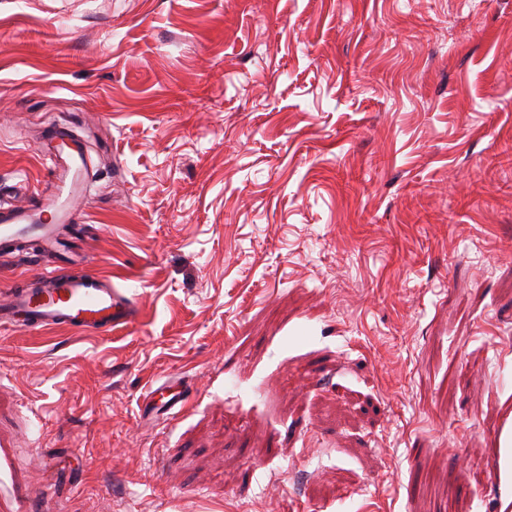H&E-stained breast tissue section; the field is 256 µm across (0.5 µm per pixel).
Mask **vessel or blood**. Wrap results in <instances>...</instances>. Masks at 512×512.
<instances>
[{
  "mask_svg": "<svg viewBox=\"0 0 512 512\" xmlns=\"http://www.w3.org/2000/svg\"><path fill=\"white\" fill-rule=\"evenodd\" d=\"M54 138L66 140L67 145L43 151L47 174L39 205L0 204V247L8 249L30 237L51 249L59 243L58 224L69 219L72 201L84 192L87 163L78 139H65L60 131ZM137 313L135 301L111 280L65 267L40 273L0 299V327L11 330L64 327L87 334L111 333L133 324ZM186 403L182 392L165 381L149 391L142 406L171 419Z\"/></svg>",
  "mask_w": 512,
  "mask_h": 512,
  "instance_id": "b4317fda",
  "label": "vessel or blood"
}]
</instances>
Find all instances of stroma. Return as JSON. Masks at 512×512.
Returning a JSON list of instances; mask_svg holds the SVG:
<instances>
[{
  "label": "stroma",
  "instance_id": "obj_1",
  "mask_svg": "<svg viewBox=\"0 0 512 512\" xmlns=\"http://www.w3.org/2000/svg\"><path fill=\"white\" fill-rule=\"evenodd\" d=\"M70 120L139 316L0 329V512H512V0H0V187ZM186 403L182 392L174 390L172 384L164 381L149 391L142 401L140 413L149 408L151 413L161 411L163 417L172 419L184 410Z\"/></svg>",
  "mask_w": 512,
  "mask_h": 512
}]
</instances>
